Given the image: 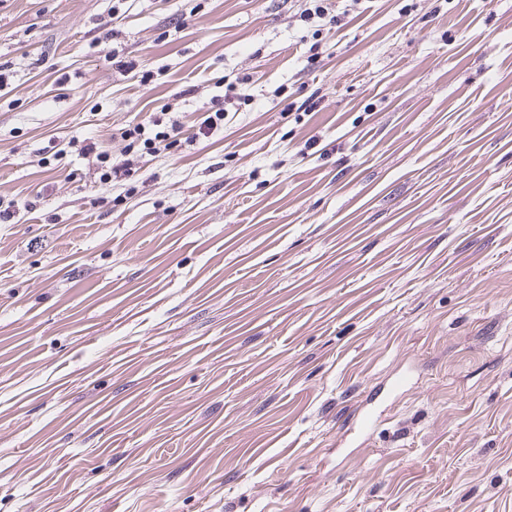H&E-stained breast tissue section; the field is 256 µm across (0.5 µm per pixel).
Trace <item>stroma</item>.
<instances>
[{
    "mask_svg": "<svg viewBox=\"0 0 512 512\" xmlns=\"http://www.w3.org/2000/svg\"><path fill=\"white\" fill-rule=\"evenodd\" d=\"M111 5L0 0V512H512V0H125L155 87ZM327 0H303L301 11L299 13L300 20L313 26L322 27L329 14L328 7L324 5ZM119 34V30L114 27L106 29L105 33L99 37L96 47L99 49L96 51L100 60L106 64L116 67V69L123 72L134 73L133 77H136L142 85H150L156 83L158 76L164 77L163 71L157 72L149 68V64L138 63L135 60H125L123 56V50H119L118 47H114V36ZM230 76H224V95L221 96L219 107L212 106L205 112H202L198 118L184 131V126L177 119L164 117L170 114L169 106L161 107L158 112L149 115L145 123H137L133 126L128 125L119 129L124 141H129L127 149L134 150L137 143L142 146L146 154H159L162 151L171 153L181 150L183 144L192 143L201 139L209 138L218 125L224 123L227 105L245 104L253 98L249 78L238 77L230 80ZM163 128L162 131L159 129ZM183 135H185L183 137ZM184 139V141H182ZM163 146H161V144ZM77 150L83 156L93 155L98 169L96 174H98V180L102 185L109 187L119 186L120 188L129 186V189H126V191H129L131 182L139 175L138 172L141 167H132L135 164L134 162L130 163V160H126L127 163L122 165L110 163L107 160V153L102 149L99 140L85 138L82 141L81 147Z\"/></svg>",
    "mask_w": 512,
    "mask_h": 512,
    "instance_id": "stroma-1",
    "label": "stroma"
}]
</instances>
